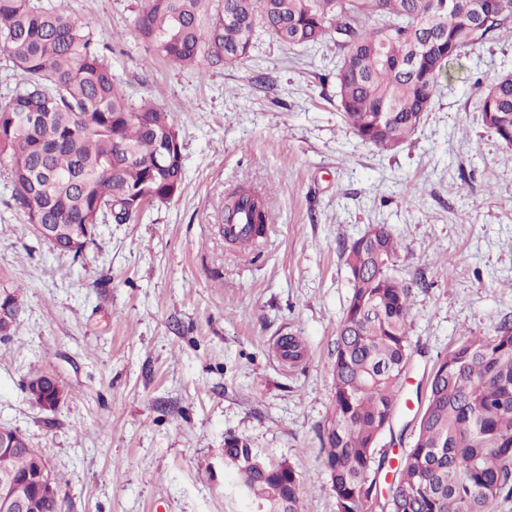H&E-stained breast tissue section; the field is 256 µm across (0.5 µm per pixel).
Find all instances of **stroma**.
Instances as JSON below:
<instances>
[{"instance_id": "35a3bbf8", "label": "stroma", "mask_w": 512, "mask_h": 512, "mask_svg": "<svg viewBox=\"0 0 512 512\" xmlns=\"http://www.w3.org/2000/svg\"><path fill=\"white\" fill-rule=\"evenodd\" d=\"M90 20L132 102L155 100L182 145L180 194L130 221L98 224L79 258L60 257L10 204L0 163V274L21 310L0 338V425L21 431L56 475L66 512H248L224 468V439L247 436L302 477L303 512H336L326 467L332 362L350 296L342 246L385 224L414 287V349L394 430L399 457L434 365L465 336L512 318V148L486 128L474 83L512 72L503 30L453 64L410 140L381 152L346 125L336 48L260 34L249 59L179 69L139 38V0H39ZM266 189L257 248L228 246L224 196ZM298 336L296 364L277 341ZM55 375L56 411L25 386Z\"/></svg>"}]
</instances>
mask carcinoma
Returning a JSON list of instances; mask_svg holds the SVG:
<instances>
[{"instance_id": "carcinoma-1", "label": "carcinoma", "mask_w": 512, "mask_h": 512, "mask_svg": "<svg viewBox=\"0 0 512 512\" xmlns=\"http://www.w3.org/2000/svg\"><path fill=\"white\" fill-rule=\"evenodd\" d=\"M143 0L134 24L164 59L203 69L236 65L263 31L285 45L336 46V97L363 143L387 151L418 129L440 78L469 47L512 29L502 0ZM91 23L34 0H0V51L22 86L0 105V162L12 199L59 255L80 257L97 224H125L145 203L182 190L178 131L155 103L134 105L112 72ZM484 124L512 147V73L474 84ZM269 220L267 195L239 188L225 197L221 230L250 245ZM401 243L375 224L342 251L351 286L333 350L334 422L326 465L337 512H494L512 497V322L466 336L432 369L413 444L391 469L375 452L399 403L412 357L411 286L397 274ZM17 297L0 283V338L11 335ZM29 401L67 397L36 374ZM43 458L31 443L0 456V473L23 476ZM224 468L249 484L267 512H302L299 474L262 457L244 435L224 439ZM395 471L388 495L385 478Z\"/></svg>"}]
</instances>
